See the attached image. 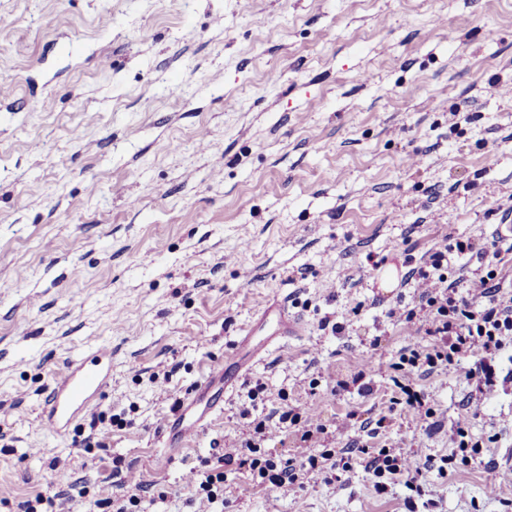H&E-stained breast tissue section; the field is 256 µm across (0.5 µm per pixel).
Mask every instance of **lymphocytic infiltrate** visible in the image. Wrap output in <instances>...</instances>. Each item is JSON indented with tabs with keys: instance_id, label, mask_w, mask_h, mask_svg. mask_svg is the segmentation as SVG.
I'll list each match as a JSON object with an SVG mask.
<instances>
[{
	"instance_id": "f902f5d3",
	"label": "lymphocytic infiltrate",
	"mask_w": 512,
	"mask_h": 512,
	"mask_svg": "<svg viewBox=\"0 0 512 512\" xmlns=\"http://www.w3.org/2000/svg\"><path fill=\"white\" fill-rule=\"evenodd\" d=\"M512 252V239L502 234L492 237H469L455 240L430 256L428 262L411 267L404 276L405 283L413 284L418 303L414 307L395 305L388 315L403 324L413 335H426L424 346L406 349L399 357L401 366L410 368L421 377L458 367L462 359L475 358L476 363L466 371L465 378L473 392L466 403V415L457 423L459 437L468 434L469 422L477 416L484 400L494 395L500 380H512V370L498 375L494 363L506 347L512 345V290L503 288L496 266L485 263L487 252ZM469 255L481 265L471 275L452 280L448 265L452 255ZM392 406L401 414L422 423L426 435L440 432L442 424L436 409L424 402L411 385L400 387ZM385 418L364 419L349 412L337 420L333 434L342 442V449H327L322 456L306 459L286 457L279 460L264 458L257 445L264 437L267 424L258 421L255 437L245 444L225 445L215 463L190 470L186 483L195 492L214 503L224 497V471L229 467L248 468L256 485L288 496L299 486L302 476L324 469L325 461H333L336 469L350 473L354 467H363L370 475L377 493H386L395 481H404L414 492H421L419 476L422 468L436 469L447 475L448 458L426 460L424 467L414 465L405 448L390 447L370 451L369 442L384 427Z\"/></svg>"
}]
</instances>
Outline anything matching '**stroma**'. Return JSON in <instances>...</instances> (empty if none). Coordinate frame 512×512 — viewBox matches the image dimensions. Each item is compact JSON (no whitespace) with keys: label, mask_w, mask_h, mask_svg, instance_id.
Instances as JSON below:
<instances>
[{"label":"stroma","mask_w":512,"mask_h":512,"mask_svg":"<svg viewBox=\"0 0 512 512\" xmlns=\"http://www.w3.org/2000/svg\"><path fill=\"white\" fill-rule=\"evenodd\" d=\"M494 75L512 82V0H0V512L39 497L112 512L128 470L148 487L141 512H408L403 483L378 494L359 467L279 499L229 470L214 504L184 477L252 437L279 391L328 428L386 413L388 364L428 339L391 321L417 294L380 287L383 272L491 236L512 209V95ZM272 297L303 335L169 455L165 422ZM104 342L112 381L94 414L112 427L96 448L82 445L93 414L53 438L54 379ZM362 356L374 395L333 393ZM464 374L420 383L441 433L397 416L386 444L451 453ZM470 434L480 461L424 477L434 512H512V382ZM334 445L274 426L259 442L272 459Z\"/></svg>","instance_id":"stroma-1"}]
</instances>
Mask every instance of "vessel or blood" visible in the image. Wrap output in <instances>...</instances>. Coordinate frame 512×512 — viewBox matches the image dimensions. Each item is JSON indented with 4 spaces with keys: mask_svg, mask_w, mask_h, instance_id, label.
<instances>
[{
    "mask_svg": "<svg viewBox=\"0 0 512 512\" xmlns=\"http://www.w3.org/2000/svg\"><path fill=\"white\" fill-rule=\"evenodd\" d=\"M261 321L269 326V334L260 337L255 332H247L232 352L225 355L223 363L215 365L182 401L179 414L166 422L172 440L199 435L210 415L223 402L225 392L230 390L239 371L261 359L273 343L301 335L304 329L276 299L264 308ZM111 378V345L98 346L91 353L70 361L45 400V427L55 436H65L79 415L96 406Z\"/></svg>",
    "mask_w": 512,
    "mask_h": 512,
    "instance_id": "vessel-or-blood-1",
    "label": "vessel or blood"
}]
</instances>
